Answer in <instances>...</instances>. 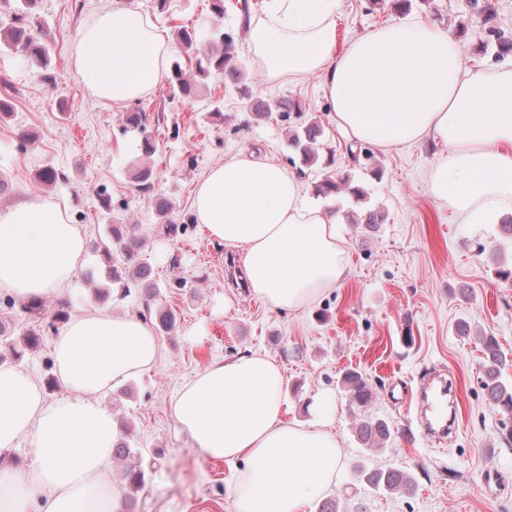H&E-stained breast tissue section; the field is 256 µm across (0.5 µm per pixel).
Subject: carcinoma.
Listing matches in <instances>:
<instances>
[{
    "label": "carcinoma",
    "instance_id": "carcinoma-1",
    "mask_svg": "<svg viewBox=\"0 0 512 512\" xmlns=\"http://www.w3.org/2000/svg\"><path fill=\"white\" fill-rule=\"evenodd\" d=\"M22 6L8 12V22L0 23V46L15 52L26 54V57L39 67L50 62L51 46L46 41L45 21L32 12L36 0H20ZM183 53L195 60V77L204 80L212 73L224 76V82L234 84L240 75L235 60L232 38L220 35L211 38L206 46L196 38L195 33L188 30L178 32ZM320 129L315 124L295 131L290 137V146L299 151L307 160L315 158L312 145L316 142ZM156 175L153 168L141 167L132 174V180L141 191L150 190ZM143 247L142 238L134 232V228L126 229L112 226L108 242L103 244L104 253L119 260L112 265V282L118 285L120 297L130 293V286H138L148 271L147 263L140 258ZM147 313H155L159 329H174L176 317L170 310L152 309L146 305ZM486 355L487 366L484 372L483 389L488 400L508 414H512V385L501 379L502 356L493 336L479 338ZM38 342V330L31 328L18 338H13L0 328V346L9 349L12 356H20L17 345L26 348L34 347ZM342 389L350 406L362 411L372 403L374 390L369 381L356 371H347L341 378ZM356 435L363 447L368 451L384 448L391 436L388 423L377 417L366 416L356 425ZM113 455L126 464L125 478L129 488L136 489L144 483L142 469V452L131 448L125 442H119L113 448ZM361 478L367 486L377 491L388 493L408 491L411 489L412 478L404 471L393 468H375L362 470Z\"/></svg>",
    "mask_w": 512,
    "mask_h": 512
}]
</instances>
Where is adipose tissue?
<instances>
[{
  "mask_svg": "<svg viewBox=\"0 0 512 512\" xmlns=\"http://www.w3.org/2000/svg\"><path fill=\"white\" fill-rule=\"evenodd\" d=\"M252 31L267 81L318 77L337 128L354 142L398 148L430 137L444 150L428 188L464 223L497 224L512 199V69L465 68L454 37L422 19L369 32L336 50L333 0H264ZM170 44L151 18L112 4L78 32L76 69L102 101L121 106L165 77ZM193 208L209 235L240 250L250 290L297 313L344 279L336 218L312 203L298 176L238 154L199 182ZM85 248L58 205L29 200L0 211V290L18 300L68 287ZM163 346L132 316L75 315L54 344L67 390L49 401L37 379L0 365V456L27 443L26 468H0V512H121L109 464L116 428L103 399L151 369ZM281 366L257 353L216 360L171 400L178 429L198 454L245 469L235 512H305L343 468L326 420L288 421Z\"/></svg>",
  "mask_w": 512,
  "mask_h": 512,
  "instance_id": "1",
  "label": "adipose tissue"
}]
</instances>
